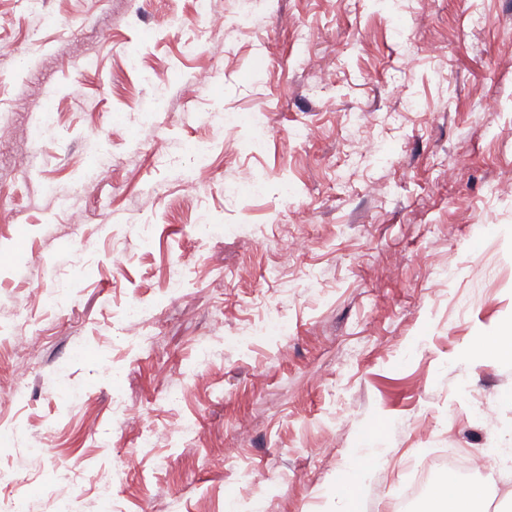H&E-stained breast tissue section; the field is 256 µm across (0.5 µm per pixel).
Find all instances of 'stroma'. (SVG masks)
<instances>
[{"instance_id":"stroma-1","label":"stroma","mask_w":512,"mask_h":512,"mask_svg":"<svg viewBox=\"0 0 512 512\" xmlns=\"http://www.w3.org/2000/svg\"><path fill=\"white\" fill-rule=\"evenodd\" d=\"M213 5L223 30L188 51L163 25L198 0H0V423L42 441L0 445V496L28 512L66 491L75 512H344L352 483L355 512H388L435 449L490 447L475 405L512 425V359L485 345L512 326V0ZM202 212L223 235L193 233Z\"/></svg>"}]
</instances>
